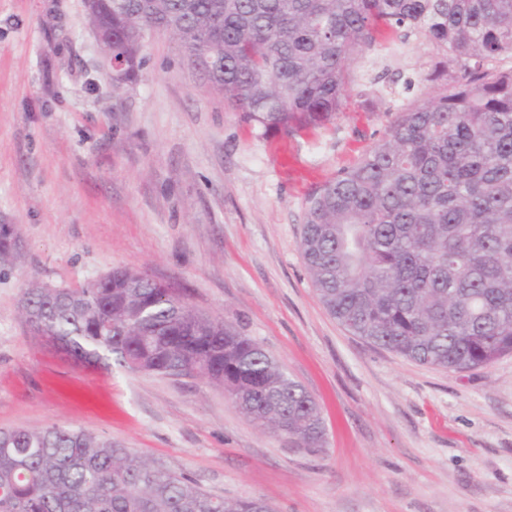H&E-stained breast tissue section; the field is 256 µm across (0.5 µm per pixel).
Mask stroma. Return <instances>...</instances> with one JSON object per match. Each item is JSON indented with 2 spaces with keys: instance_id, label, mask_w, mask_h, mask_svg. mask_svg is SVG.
Listing matches in <instances>:
<instances>
[{
  "instance_id": "1",
  "label": "stroma",
  "mask_w": 512,
  "mask_h": 512,
  "mask_svg": "<svg viewBox=\"0 0 512 512\" xmlns=\"http://www.w3.org/2000/svg\"><path fill=\"white\" fill-rule=\"evenodd\" d=\"M143 53L113 86L84 0H0V225L21 241L0 268V429H80L272 512H512V355L456 372L370 346L325 311L299 250L307 195L444 90L438 55L381 42L346 111L287 138L211 91L169 35L146 33ZM117 268L259 342L316 401L322 448L262 433L207 380L82 367L34 336L30 282Z\"/></svg>"
}]
</instances>
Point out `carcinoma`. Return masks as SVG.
<instances>
[{"label": "carcinoma", "instance_id": "cac0c4a2", "mask_svg": "<svg viewBox=\"0 0 512 512\" xmlns=\"http://www.w3.org/2000/svg\"><path fill=\"white\" fill-rule=\"evenodd\" d=\"M103 47L145 64L163 31L230 106L290 136L346 107L351 65L392 37L446 57V92L401 109L352 167L308 194L300 251L348 332L463 372L512 354V0H97ZM34 335L83 366L199 376L259 430L321 447L317 403L255 340L179 288L115 269L80 288L30 283ZM0 512H271L215 497L110 439L0 430Z\"/></svg>", "mask_w": 512, "mask_h": 512}]
</instances>
